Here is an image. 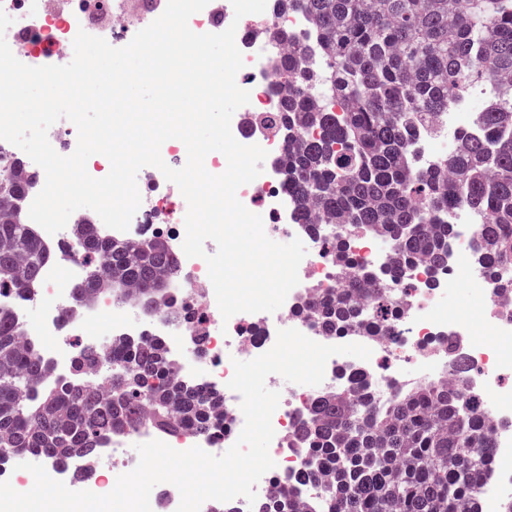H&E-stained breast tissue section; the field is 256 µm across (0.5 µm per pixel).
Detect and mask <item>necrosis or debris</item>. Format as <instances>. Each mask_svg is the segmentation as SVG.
<instances>
[{
    "label": "necrosis or debris",
    "instance_id": "obj_1",
    "mask_svg": "<svg viewBox=\"0 0 512 512\" xmlns=\"http://www.w3.org/2000/svg\"><path fill=\"white\" fill-rule=\"evenodd\" d=\"M166 4L167 0H0V10L13 20L4 34L12 53L23 64L37 67L69 63L73 40L81 29L104 38L110 45H127L138 31L163 13ZM220 18L237 25L236 44L244 66L236 81L250 92L247 112L279 111L281 95L277 88L281 79L271 62L273 50L270 45L258 43L252 30L261 20L276 29L293 28L304 36L312 26L311 19L298 11L268 12L259 19L249 14L238 19L232 5L219 10L210 4L190 17L189 27L203 34ZM477 127L478 114L469 98L453 99L447 112L440 114L435 129L418 130L417 166H433L438 158L452 151L460 130ZM138 183L156 187V194L143 195L127 231L113 229L109 235L127 242L159 238L177 254L170 300L160 303L151 318H144L137 304L114 299L105 292L98 295L95 304L76 303L67 289L56 287V267L52 264L46 266L36 296L25 299L6 288L0 290V298L8 302L22 322L25 341L51 364L56 380L69 381L78 348L93 346L105 351L115 342L128 345L149 339L162 346L177 380L190 381L201 392L216 398L220 418L208 432L186 428L172 433L145 425L108 438L93 456L76 458L62 466L48 462L37 452L17 454L0 461V481H10L17 490L24 488L32 475L21 465L31 462L44 465L51 477L71 489L105 494L114 487L113 469L128 472L136 467L139 457L131 452L136 444L159 439L180 451L197 446L217 456L224 454L244 425L241 397L228 386L234 361H249L265 353L274 345L278 330L292 328L322 344L365 345L372 355L366 361L344 355L331 357L323 382L308 389L276 374L267 378V387L281 393L272 415L275 435L269 446L275 466L257 483L255 503L235 498L230 502L233 512H258L259 505L279 496L285 487L296 503L318 512L325 498V482L296 481L311 458L310 450L298 438L310 404L322 393L342 388L355 373L363 376L368 395L385 402L395 392L444 377L451 372L457 356L467 367L464 387L475 394L481 410L497 426L493 436L495 464L482 477L479 509L501 512L502 489L512 483V388H505L503 383L504 375H512V292L503 287L504 281L512 279V269L494 279L475 261L479 242L473 227L486 223V215L464 205L455 207L448 216L454 232L448 245L447 267L436 271L419 261L405 269L396 288L398 302L393 309L384 310L375 304L364 308L370 320L388 321L389 331L381 336H362L349 330L326 331L303 314L308 301L334 294L340 286L336 257L327 245L334 227L324 224L319 233L313 234L297 222V202L280 172L263 169L255 180L238 189L237 198L250 210L265 207L302 240L307 254L298 268L299 283L277 312L239 313L227 320L209 286L206 262L183 253L185 224L183 218L171 216L165 177L157 168L146 167ZM350 250L357 265L370 269L391 265L393 246L379 236L353 235ZM463 260L468 263L464 270L459 267ZM462 275L486 302L478 329L446 314ZM102 304L112 308V333L107 338L94 324ZM35 307L40 315L32 323L28 315ZM405 357L412 358L414 372L401 367Z\"/></svg>",
    "mask_w": 512,
    "mask_h": 512
}]
</instances>
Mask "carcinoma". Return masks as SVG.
<instances>
[{
	"label": "carcinoma",
	"instance_id": "obj_1",
	"mask_svg": "<svg viewBox=\"0 0 512 512\" xmlns=\"http://www.w3.org/2000/svg\"><path fill=\"white\" fill-rule=\"evenodd\" d=\"M313 22L328 62L323 93L313 86L308 50L276 31V71L288 77L281 110L261 117L288 139L280 160L288 192L310 202L327 224L387 237L394 267L423 258L448 264V213L463 203L492 221L476 226L477 263L488 274L512 263V0H272ZM492 84L480 131L460 132L456 149L431 168L414 164L416 126L448 111L473 79ZM27 178L0 173V287L33 295L45 266L67 256L42 242L22 218ZM73 243L91 278L80 302L94 301L108 279L123 298L134 292L149 309L170 291L176 260L160 240L105 239L77 224ZM342 268L352 260L346 235L331 243ZM386 276L354 270L343 287L312 308L329 329L365 336L376 326L360 315L371 299L393 304ZM21 323L0 303V453L31 450L57 464L94 453L105 435L137 426L145 411L159 424L211 427L212 399L172 379L164 350L144 341L112 348L123 362L108 393L83 379L101 352L83 348L74 380L51 383V367L20 343ZM322 471L332 475L324 512H479L481 476L494 465L491 431L475 396L430 381L378 404L356 386L320 396L303 427Z\"/></svg>",
	"mask_w": 512,
	"mask_h": 512
}]
</instances>
